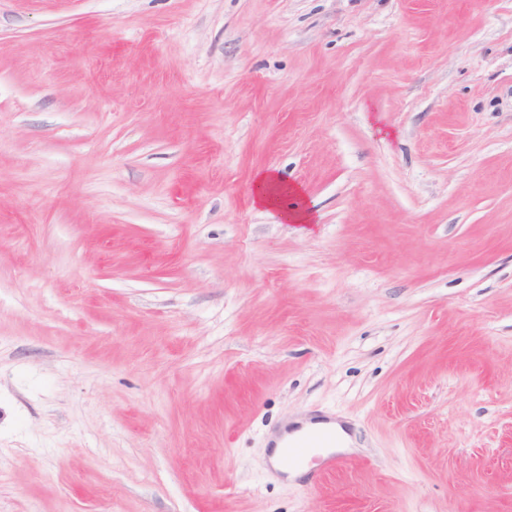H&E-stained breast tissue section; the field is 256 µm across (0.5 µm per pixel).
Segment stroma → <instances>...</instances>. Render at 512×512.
<instances>
[{
    "label": "stroma",
    "instance_id": "stroma-1",
    "mask_svg": "<svg viewBox=\"0 0 512 512\" xmlns=\"http://www.w3.org/2000/svg\"><path fill=\"white\" fill-rule=\"evenodd\" d=\"M0 512H512V0H0ZM284 186L272 172L258 173L254 180L253 201L263 207L273 208L279 202ZM336 431L339 435V443L345 448L336 447ZM350 440L342 430L336 426L335 429H326L319 433L287 442L282 448L284 449V461L289 464H299L305 462L314 452L316 448H331L336 451H347Z\"/></svg>",
    "mask_w": 512,
    "mask_h": 512
}]
</instances>
